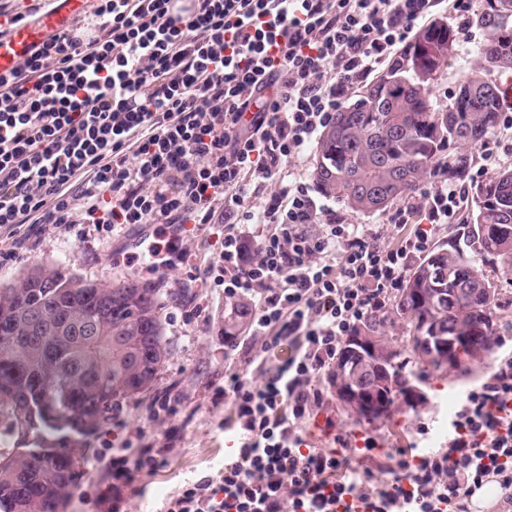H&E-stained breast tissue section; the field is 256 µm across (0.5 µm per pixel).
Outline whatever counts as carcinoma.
<instances>
[{"label":"carcinoma","mask_w":512,"mask_h":512,"mask_svg":"<svg viewBox=\"0 0 512 512\" xmlns=\"http://www.w3.org/2000/svg\"><path fill=\"white\" fill-rule=\"evenodd\" d=\"M472 22L485 32L476 54L490 67L512 70V0H476ZM457 39L434 19L409 44L434 43L442 52L416 69L400 49L336 113L315 147L311 172L319 192L362 213L380 212L416 191L457 146L483 145L500 122L497 84L462 75L445 106L430 98ZM463 234L437 245L411 271L388 309L348 336L331 383L367 412L356 420H390L397 400L424 403L410 379L426 367L448 369V353L466 337L492 350L498 292L484 267L512 272V167L470 188ZM160 289L132 275L110 287L63 267H35L0 288V411L12 433L59 449L52 456L0 454V512H68L82 486L86 451L73 456L61 443L60 418L88 436L112 418L120 402L151 390L169 356ZM404 321L415 357L393 348L387 325ZM371 336L380 364L367 370L354 338Z\"/></svg>","instance_id":"carcinoma-1"}]
</instances>
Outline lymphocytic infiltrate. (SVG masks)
<instances>
[{
  "label": "lymphocytic infiltrate",
  "mask_w": 512,
  "mask_h": 512,
  "mask_svg": "<svg viewBox=\"0 0 512 512\" xmlns=\"http://www.w3.org/2000/svg\"><path fill=\"white\" fill-rule=\"evenodd\" d=\"M443 3L468 23L473 0H94L0 76V258L16 257L27 224H165L172 251L220 224L206 275L253 305L254 345L224 374L236 446L161 512H469L492 481L512 512L505 337L488 377L461 394L443 448H400L361 472L334 421L325 447L306 429L344 337L387 306L432 228L454 223L488 171L461 159L459 175L432 173L388 244L337 218L292 168ZM266 182L278 192L251 206Z\"/></svg>",
  "instance_id": "lymphocytic-infiltrate-1"
}]
</instances>
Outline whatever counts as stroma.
Segmentation results:
<instances>
[{
    "label": "stroma",
    "instance_id": "stroma-1",
    "mask_svg": "<svg viewBox=\"0 0 512 512\" xmlns=\"http://www.w3.org/2000/svg\"><path fill=\"white\" fill-rule=\"evenodd\" d=\"M484 34L479 28L459 34L452 57L442 76L434 83L431 97L437 105H445L459 75L475 73L505 84L512 80L511 72L488 67L474 52ZM336 213L347 223L358 225L361 231L379 233L388 243L397 242L400 229L394 222V208L376 213H359L337 207ZM220 224L203 225L199 240L188 243L186 259L174 265L153 268L141 246L146 237L162 239V227L115 225L112 231L86 232L76 236L62 228L48 229L37 236V244L20 259L0 262V283L13 282L22 272L37 265H61L79 278L109 285L125 273L152 282L161 288L165 305L162 309L168 359L159 374L158 387L176 385L183 398L172 418L154 419V392L123 403L118 416L88 441L91 452L99 454L103 465L87 471L74 512H99L94 501L112 483V452L128 448L136 452L137 430H144L147 439L161 443L171 425L180 428L174 451L160 462L153 475H140L135 492L126 493L122 512H159L163 502L185 484L201 476L216 473L224 466V453L231 435L224 430V404L215 401L217 389L224 386L227 364L224 338L240 335L243 320L224 310V291L202 282L205 267L215 255L204 247V240L223 236ZM492 360H464L457 369L434 371L420 383L425 396L423 407L413 409L400 405L391 420L355 423L344 410L329 378H322L324 404L320 418H331L339 432L347 434L353 446L364 439L377 443L367 468L386 461L397 449L415 443L420 448H436L443 444L448 420L453 415L459 394L486 379Z\"/></svg>",
    "mask_w": 512,
    "mask_h": 512
}]
</instances>
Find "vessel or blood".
Returning a JSON list of instances; mask_svg holds the SVG:
<instances>
[{
	"instance_id": "b4317fda",
	"label": "vessel or blood",
	"mask_w": 512,
	"mask_h": 512,
	"mask_svg": "<svg viewBox=\"0 0 512 512\" xmlns=\"http://www.w3.org/2000/svg\"><path fill=\"white\" fill-rule=\"evenodd\" d=\"M86 4L87 0H56L55 8L11 26L7 35L0 37V74L10 73L29 58L50 34L71 28Z\"/></svg>"
}]
</instances>
